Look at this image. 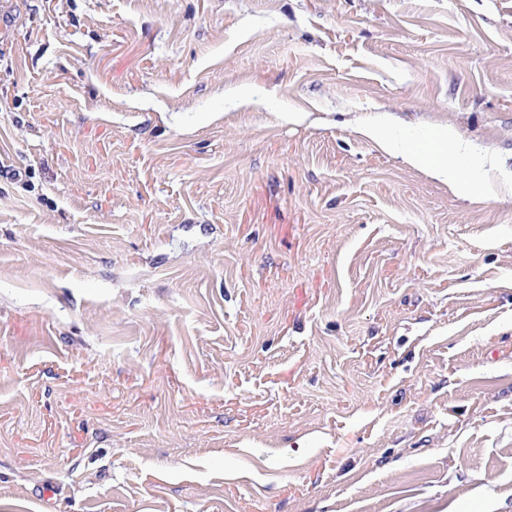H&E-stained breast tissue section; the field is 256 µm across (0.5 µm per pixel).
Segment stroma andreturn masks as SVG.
<instances>
[{"label":"stroma","instance_id":"1","mask_svg":"<svg viewBox=\"0 0 512 512\" xmlns=\"http://www.w3.org/2000/svg\"><path fill=\"white\" fill-rule=\"evenodd\" d=\"M0 512H512V0H0ZM403 158L406 163L412 166L424 167L429 176L443 181L448 179V185L450 187L455 186V178L449 173L447 157L434 155L432 159L426 162L420 155L405 153Z\"/></svg>","mask_w":512,"mask_h":512}]
</instances>
